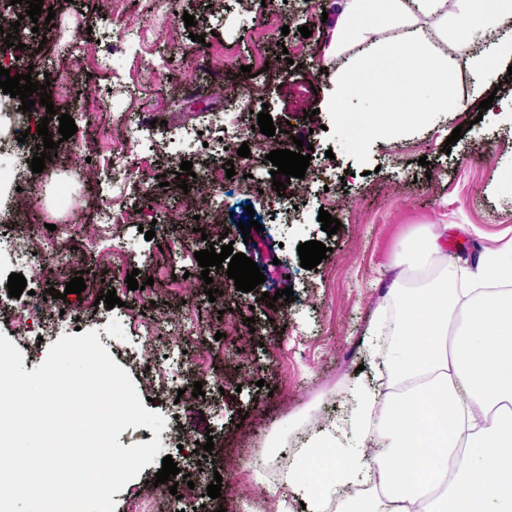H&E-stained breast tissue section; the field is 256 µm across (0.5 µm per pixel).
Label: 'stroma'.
Instances as JSON below:
<instances>
[{
  "mask_svg": "<svg viewBox=\"0 0 512 512\" xmlns=\"http://www.w3.org/2000/svg\"><path fill=\"white\" fill-rule=\"evenodd\" d=\"M55 11L52 25H33L26 4L12 6L5 23H18L20 47L13 72L33 80H50L54 106L75 121L73 139L60 143L43 172L26 173L25 192L0 194V231L33 244L46 236L45 217L58 200L78 209L71 239L79 258L65 276L43 266L40 256L0 270V303L8 302V276L22 274L28 288L63 291L67 279L83 276L81 295L67 294L65 307L82 330H97L110 356L125 369L148 411L162 414L161 434L146 426L126 428L122 446L160 439L163 456H172L183 477L178 499L158 500L156 512H243L253 501L257 512H303L288 492V470L295 448L313 434L340 425L351 411V395L361 385L386 378L384 354L377 349L379 331L392 325L398 302L392 283L413 287L422 271L396 267L403 241L427 225H449L445 251L449 260L467 265L512 240V112L479 111L494 95L512 97V76L500 65L501 89L477 86L470 62L478 49L456 33L454 0L445 13L406 16V24L423 28L433 57L448 60L447 81L462 109L430 114L418 122L397 111L392 123L403 126L398 138L369 136L361 151L345 146L332 112L336 70L364 60L366 42L386 43L399 28L368 26L364 39L333 47L343 0H316L306 12L303 0H43ZM194 17L186 27L183 16ZM310 37H302L301 26ZM289 34H282V27ZM204 42H197V35ZM287 57H276L278 46ZM201 52L205 69L187 67L185 53ZM267 65L265 75H242L246 65ZM269 111L276 133L259 132L257 115ZM238 113L249 126V157L230 144L223 156L212 147L220 135L215 116ZM127 129L140 170L124 177L112 165V133ZM456 145L446 146L453 129ZM200 133L198 145L184 143L187 131ZM313 148L304 178H291L277 194L268 154L274 146L293 149L295 139ZM427 157L428 166L418 163ZM193 164L202 197L212 193V179L226 178L240 199L219 209L193 212L182 204L175 185L181 162ZM233 162L235 174L223 167ZM149 212H141L143 198ZM129 214L120 235L100 247L96 237L102 211ZM341 226L334 235L322 231L320 211ZM257 220L262 229L243 240L240 224ZM223 225L234 252L254 260L265 276L262 288L236 291L226 272L214 274L224 288L223 303L204 293L201 268L188 255L208 249L200 232ZM155 237L146 238L145 230ZM316 240L328 246L313 269L300 265L297 247ZM136 275L144 290L124 282ZM294 291L293 302L268 305L263 292ZM116 290L121 306L96 302L97 293ZM254 317L253 326L245 318ZM204 330L201 338L176 335L183 318ZM159 323L174 344L195 351L206 368L202 383L217 377L222 391L208 392L212 404L199 408L163 391L169 375L165 359L132 355L129 337L143 320ZM265 387H258V380ZM212 436L213 451L179 448L178 437ZM217 468L221 495L189 488L187 475L198 467Z\"/></svg>",
  "mask_w": 512,
  "mask_h": 512,
  "instance_id": "stroma-1",
  "label": "stroma"
}]
</instances>
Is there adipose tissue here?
Here are the masks:
<instances>
[{"label":"adipose tissue","mask_w":512,"mask_h":512,"mask_svg":"<svg viewBox=\"0 0 512 512\" xmlns=\"http://www.w3.org/2000/svg\"><path fill=\"white\" fill-rule=\"evenodd\" d=\"M446 0H344L336 42L359 36L364 24H395L406 14H437ZM457 34L480 38L476 78L491 83L496 67L512 61V0H457ZM420 29L399 41L368 47L375 85L415 102L423 86L448 71L431 59ZM448 227L433 224L423 239L404 243L397 263L432 270L413 288L399 289V317L388 390L357 388L349 432L314 435L298 448L288 487L306 512H512V242L487 251L475 265L474 288H452L441 244ZM386 444L364 449L371 425ZM379 475L374 491L341 496L345 487Z\"/></svg>","instance_id":"adipose-tissue-1"}]
</instances>
